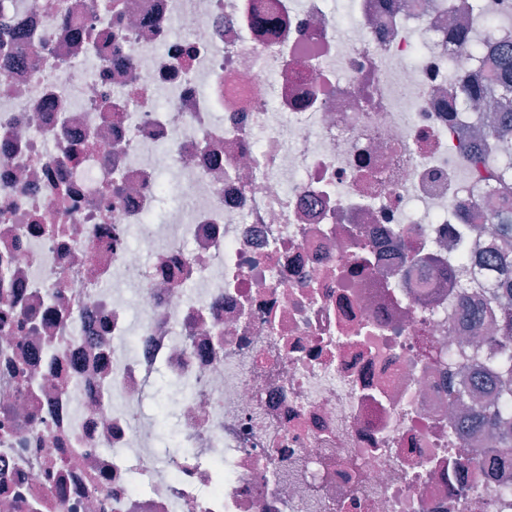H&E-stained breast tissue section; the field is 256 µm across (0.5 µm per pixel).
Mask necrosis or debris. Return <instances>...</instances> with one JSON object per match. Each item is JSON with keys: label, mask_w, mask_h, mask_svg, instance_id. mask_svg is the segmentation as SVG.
<instances>
[{"label": "necrosis or debris", "mask_w": 512, "mask_h": 512, "mask_svg": "<svg viewBox=\"0 0 512 512\" xmlns=\"http://www.w3.org/2000/svg\"><path fill=\"white\" fill-rule=\"evenodd\" d=\"M327 2L0 0L31 45L0 52V512H512L449 401L493 306L472 333L414 261L494 285L512 150L473 163L488 112L448 75L490 69L512 0H345V35ZM170 381L160 378L158 391L146 403L145 411L152 419L158 432V442L160 448H170L177 441V431L173 421L169 418L161 408V400L165 391L169 389Z\"/></svg>", "instance_id": "4bbe7bcc"}]
</instances>
